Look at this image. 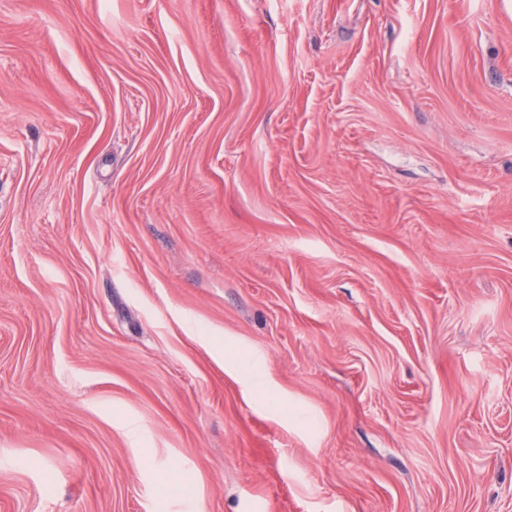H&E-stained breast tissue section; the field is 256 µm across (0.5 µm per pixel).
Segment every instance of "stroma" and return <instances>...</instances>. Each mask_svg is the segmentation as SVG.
<instances>
[{
  "instance_id": "1",
  "label": "stroma",
  "mask_w": 512,
  "mask_h": 512,
  "mask_svg": "<svg viewBox=\"0 0 512 512\" xmlns=\"http://www.w3.org/2000/svg\"><path fill=\"white\" fill-rule=\"evenodd\" d=\"M0 512H512V0H0Z\"/></svg>"
}]
</instances>
